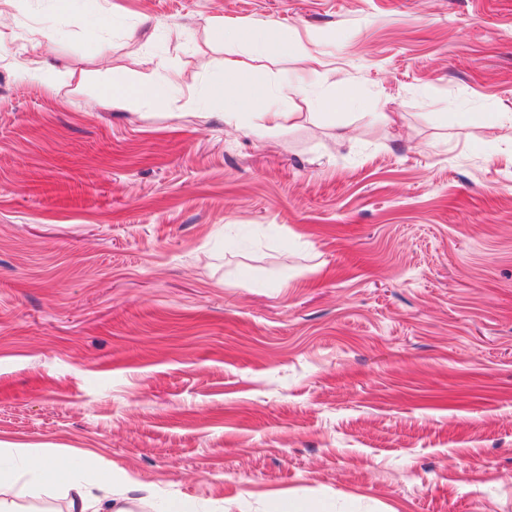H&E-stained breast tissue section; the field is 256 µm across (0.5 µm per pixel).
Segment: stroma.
I'll return each mask as SVG.
<instances>
[{"mask_svg":"<svg viewBox=\"0 0 512 512\" xmlns=\"http://www.w3.org/2000/svg\"><path fill=\"white\" fill-rule=\"evenodd\" d=\"M52 10L0 17V445L132 512H512V0H76L23 48ZM207 17L321 58L282 129L194 105ZM145 64L150 66L151 74L138 85H129L121 75H112V108L119 107L128 96L145 99H162L169 89L178 86L180 75L171 70L164 58L149 57ZM161 75V78H156Z\"/></svg>","mask_w":512,"mask_h":512,"instance_id":"35a3bbf8","label":"stroma"}]
</instances>
